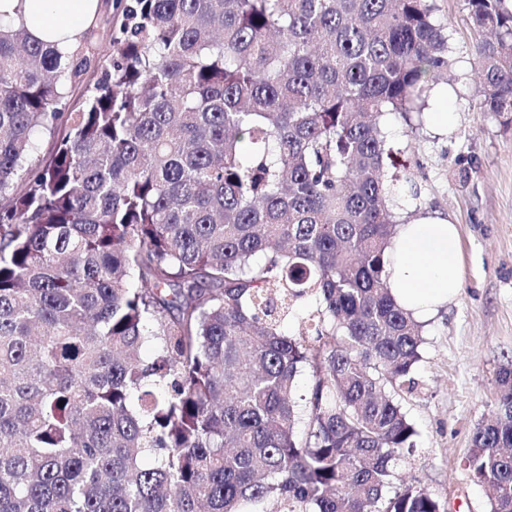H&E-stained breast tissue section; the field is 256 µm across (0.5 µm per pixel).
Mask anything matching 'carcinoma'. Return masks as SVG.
Listing matches in <instances>:
<instances>
[{
    "label": "carcinoma",
    "instance_id": "carcinoma-1",
    "mask_svg": "<svg viewBox=\"0 0 512 512\" xmlns=\"http://www.w3.org/2000/svg\"><path fill=\"white\" fill-rule=\"evenodd\" d=\"M464 2L512 128V8ZM434 10L128 0L75 104L83 47L0 23V512H447L397 472L424 336L388 287L384 178L385 117L450 66ZM495 379L464 465L512 512L511 358Z\"/></svg>",
    "mask_w": 512,
    "mask_h": 512
}]
</instances>
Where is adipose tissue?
<instances>
[{
	"instance_id": "obj_1",
	"label": "adipose tissue",
	"mask_w": 512,
	"mask_h": 512,
	"mask_svg": "<svg viewBox=\"0 0 512 512\" xmlns=\"http://www.w3.org/2000/svg\"><path fill=\"white\" fill-rule=\"evenodd\" d=\"M99 0H0V18L22 24L31 37L62 52L76 48ZM388 286L416 319L433 315L458 290L462 252L456 225L437 214L399 225Z\"/></svg>"
}]
</instances>
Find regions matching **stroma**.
Listing matches in <instances>:
<instances>
[{
    "label": "stroma",
    "mask_w": 512,
    "mask_h": 512,
    "mask_svg": "<svg viewBox=\"0 0 512 512\" xmlns=\"http://www.w3.org/2000/svg\"><path fill=\"white\" fill-rule=\"evenodd\" d=\"M114 0H100L84 33L92 65L73 85L81 99L112 51ZM438 22L450 26L451 80L446 129L411 131L386 117L394 148L386 179L400 192L417 185L412 218L436 213L457 225L462 250L460 288L424 328L417 386L404 407L419 435L399 468L445 501L448 512H489L488 493L463 465L476 425L494 407L495 372L512 356V130L484 112L473 76L472 25L464 0H434Z\"/></svg>",
    "instance_id": "obj_1"
}]
</instances>
